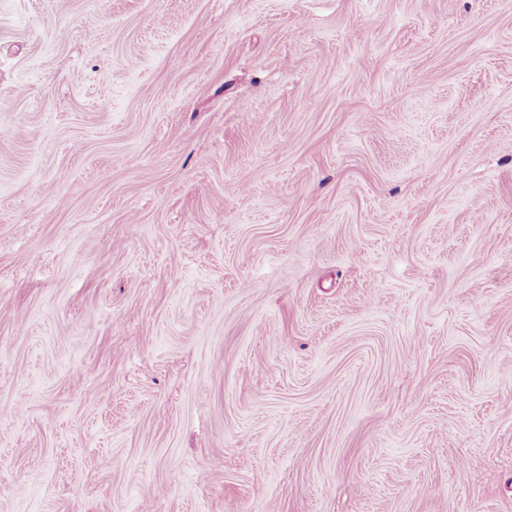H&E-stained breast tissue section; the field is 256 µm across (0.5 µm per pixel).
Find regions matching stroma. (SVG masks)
I'll return each instance as SVG.
<instances>
[{
  "instance_id": "obj_1",
  "label": "stroma",
  "mask_w": 512,
  "mask_h": 512,
  "mask_svg": "<svg viewBox=\"0 0 512 512\" xmlns=\"http://www.w3.org/2000/svg\"><path fill=\"white\" fill-rule=\"evenodd\" d=\"M0 512H512V0H0Z\"/></svg>"
}]
</instances>
